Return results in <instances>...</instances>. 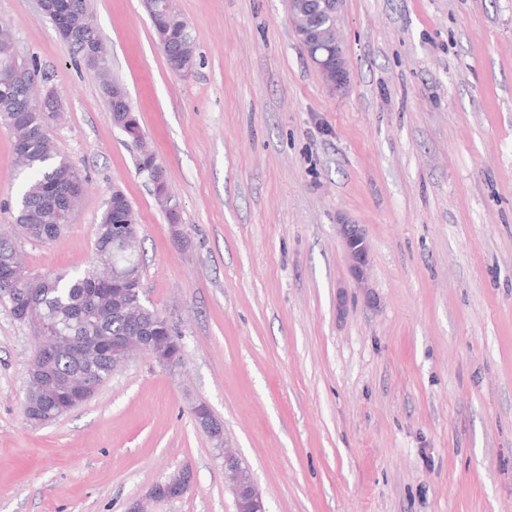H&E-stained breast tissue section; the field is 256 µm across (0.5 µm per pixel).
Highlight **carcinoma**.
<instances>
[{"mask_svg":"<svg viewBox=\"0 0 512 512\" xmlns=\"http://www.w3.org/2000/svg\"><path fill=\"white\" fill-rule=\"evenodd\" d=\"M62 26L73 30L70 44L74 51L85 55V40L98 37V31L87 12L86 0H65V7L58 15ZM159 46L168 49L165 55L169 68L182 75L189 74L195 65V44L185 21L177 13L162 15L153 24ZM12 62V71L25 72V78L0 74V115L21 117L28 107L24 88L34 77L42 76L35 59L18 60L14 45L7 33L0 31V60ZM108 98L113 124L131 140L140 133L138 119L128 103L112 98V84L103 83ZM14 165L24 176L21 194L16 204V222L20 234L41 243L53 242L63 231L68 214L60 205V199L75 186L86 190L87 180L81 171L66 157L60 155L49 136H39L26 145H13ZM157 163L156 157L140 151L135 157L138 174L146 176ZM155 200L162 210L178 206L170 194L167 183L162 181L153 188ZM135 218L130 200L117 207L106 203L100 224L95 233V251L112 259V234L118 231L126 238L136 239L137 227L127 223ZM13 263L25 267L24 257L17 242L0 233V267ZM112 283H102L96 277V269L80 274L37 275L33 279H18L14 293L24 297L29 291L37 292L39 300L19 318L23 323L49 325L70 341L57 344L53 369L57 376V390L68 392L79 387V378L86 374L103 386L112 378V358L81 359L77 352L84 346L96 343L105 350L112 347V337L128 331L129 327H154L156 313L153 310L140 313L134 319L126 314L129 297L99 300L95 291L110 288ZM68 400H47L33 387L26 389L24 405L38 406L57 418L69 411Z\"/></svg>","mask_w":512,"mask_h":512,"instance_id":"cac0c4a2","label":"carcinoma"}]
</instances>
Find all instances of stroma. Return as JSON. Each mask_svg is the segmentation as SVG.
Returning a JSON list of instances; mask_svg holds the SVG:
<instances>
[{
	"label": "stroma",
	"mask_w": 512,
	"mask_h": 512,
	"mask_svg": "<svg viewBox=\"0 0 512 512\" xmlns=\"http://www.w3.org/2000/svg\"><path fill=\"white\" fill-rule=\"evenodd\" d=\"M110 77L179 204L169 224L97 72L38 0H0L37 58L57 150L89 179L28 269L96 261L131 201L149 307L184 344L134 352L87 402L24 414L32 328L0 305V512H235L206 402L268 512H512V0H345L349 84H324L285 0H174L196 64L170 70L142 0H86ZM22 179L0 124V229ZM361 225L369 292L338 233ZM189 471L176 499L150 488ZM123 191L116 187L113 188L108 200L111 199L110 203L106 201L104 211L102 213L100 224L97 225L95 233V251L97 258L99 253H104L106 258L112 262V251H124L130 245V241L136 239L137 225L128 224L126 221L129 219H135V213L132 204L125 194V200L118 207L112 206V197L117 196ZM118 231L123 234L129 240H124L119 237L113 236L114 232Z\"/></svg>",
	"instance_id": "35a3bbf8"
}]
</instances>
